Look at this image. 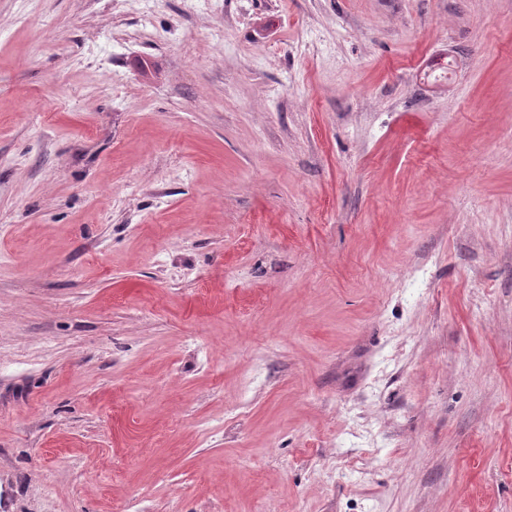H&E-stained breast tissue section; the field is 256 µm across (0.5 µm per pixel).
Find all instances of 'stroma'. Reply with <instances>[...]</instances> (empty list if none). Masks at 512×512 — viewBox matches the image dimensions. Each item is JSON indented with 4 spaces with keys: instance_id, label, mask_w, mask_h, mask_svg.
I'll list each match as a JSON object with an SVG mask.
<instances>
[{
    "instance_id": "1",
    "label": "stroma",
    "mask_w": 512,
    "mask_h": 512,
    "mask_svg": "<svg viewBox=\"0 0 512 512\" xmlns=\"http://www.w3.org/2000/svg\"><path fill=\"white\" fill-rule=\"evenodd\" d=\"M0 512H512V0H0Z\"/></svg>"
}]
</instances>
